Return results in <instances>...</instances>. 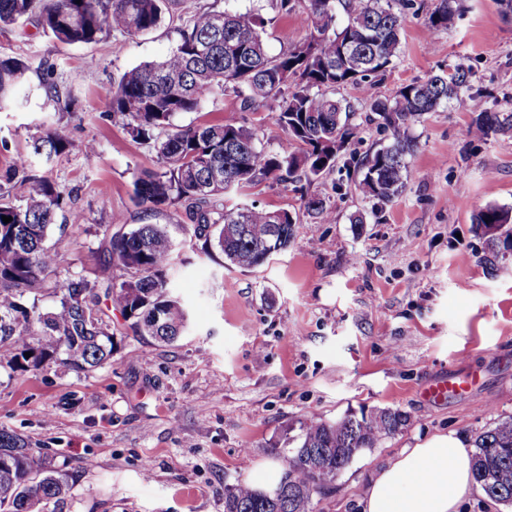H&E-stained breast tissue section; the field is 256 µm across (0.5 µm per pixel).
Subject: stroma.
Masks as SVG:
<instances>
[{"label":"stroma","instance_id":"1","mask_svg":"<svg viewBox=\"0 0 512 512\" xmlns=\"http://www.w3.org/2000/svg\"><path fill=\"white\" fill-rule=\"evenodd\" d=\"M213 8L262 9L273 54L304 35L268 0H181L180 13ZM460 8L462 20L434 39L423 16L407 14L393 68L368 92L342 91L356 103L387 97L469 57L471 107L448 105L413 124L419 148L405 192L370 215L354 176L337 166L307 189L328 198L335 223L302 217L288 248L251 270L228 266L180 231L182 209L150 214L136 204L133 182L156 169V154L104 117L124 71L168 54L175 22L87 45L57 42L32 17L0 28V55L28 65L15 100L0 108V175L47 126L68 124L72 148L43 169L84 217L48 238L66 253L67 274L105 289L94 257L101 225L173 224L181 260L168 274L189 314L187 332L161 344L138 336L101 298L115 351L111 364L89 372L57 363L14 372L9 351L0 352V430L23 435L73 476L71 498L49 512H224L225 487L266 480L279 466L271 446L306 416L400 409L408 428L360 454L316 497L317 512H360L373 474L401 449L450 433L469 446L512 417V251L491 258L472 222L486 204L512 207V132L468 135L479 112L512 113V16L496 0H461ZM270 111L262 103L241 112L225 95L175 122L242 115L273 147L283 132ZM89 140L98 148L91 161L80 151ZM232 199L300 208L299 193L269 181ZM359 211L366 223H351ZM451 376L460 389L426 397Z\"/></svg>","mask_w":512,"mask_h":512}]
</instances>
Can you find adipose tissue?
<instances>
[{"label":"adipose tissue","mask_w":512,"mask_h":512,"mask_svg":"<svg viewBox=\"0 0 512 512\" xmlns=\"http://www.w3.org/2000/svg\"><path fill=\"white\" fill-rule=\"evenodd\" d=\"M471 456L452 435L400 451L373 479L362 512H458L471 492Z\"/></svg>","instance_id":"ef3b65f1"}]
</instances>
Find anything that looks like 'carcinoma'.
<instances>
[{
  "label": "carcinoma",
  "instance_id": "1",
  "mask_svg": "<svg viewBox=\"0 0 512 512\" xmlns=\"http://www.w3.org/2000/svg\"><path fill=\"white\" fill-rule=\"evenodd\" d=\"M271 0V9L297 18L303 39L272 55L259 13L205 10L177 28V40L159 62L125 71L112 91L106 117L136 142L152 145L158 169L133 182L138 203L149 212L182 207V228L203 238L227 264L248 270L284 251L300 216L253 204L228 203V196L258 180L291 185L304 213L322 224L335 221L326 200L303 194L336 170L338 156L359 138V108L336 97L346 86H365L394 66L406 9L415 0ZM458 0H438L424 27L435 36L460 18ZM180 0H0V25L33 16L43 32L68 45L91 44L112 31L128 36L153 30L174 17ZM24 61L0 56V105L21 81ZM472 70L463 62L399 87L394 95L363 105L390 132L389 142L361 160H350L356 189L372 202V213L398 198L418 143L410 128L420 116L459 103L471 88ZM234 94L249 109L271 101V119L284 133L266 149L245 121L222 119L176 125L180 113L198 112L216 95ZM483 137L512 131V114L484 111L475 124ZM72 147L67 126L57 124L32 141L12 174L0 184V347L11 351L14 371L39 370L58 362L88 372L112 360L111 325L98 308L95 285L82 276L54 281L65 253L46 241L57 212L68 206L59 185L41 176L33 160L48 164ZM12 218L9 223L1 217ZM475 223L486 232L512 237V208L491 203ZM176 244L166 224H140L128 232L104 225L99 253L102 272L121 266L131 276L107 280L105 293L143 335L163 343L178 339L188 311L168 288L167 267ZM51 291L52 307L37 304ZM32 356L26 357L24 353ZM401 410L347 413L334 422L313 416L270 452L283 466L279 481L263 490L239 481L224 489V512H315L311 488L338 476L354 458L379 447L407 425ZM473 479L491 500L512 505V417L482 429L474 439ZM71 475L26 440L0 431V512H45L66 501Z\"/></svg>",
  "mask_w": 512,
  "mask_h": 512
}]
</instances>
